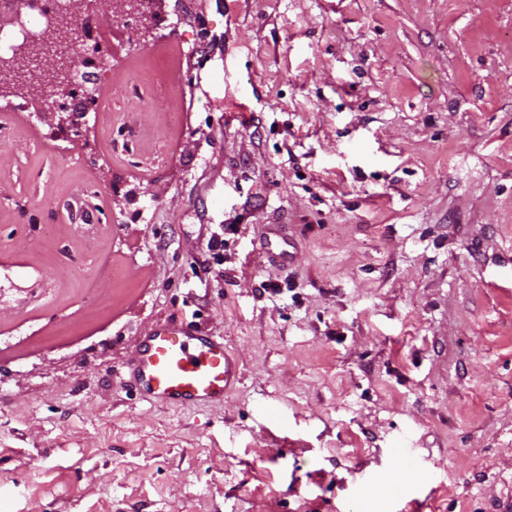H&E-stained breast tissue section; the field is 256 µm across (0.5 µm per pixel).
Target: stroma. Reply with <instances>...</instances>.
<instances>
[{
	"label": "stroma",
	"mask_w": 512,
	"mask_h": 512,
	"mask_svg": "<svg viewBox=\"0 0 512 512\" xmlns=\"http://www.w3.org/2000/svg\"><path fill=\"white\" fill-rule=\"evenodd\" d=\"M154 10L73 0L116 35L76 131L0 84V512H505L512 0ZM169 321L238 359L223 404L130 384ZM288 246H290V242L287 233L281 226H273L265 239V248L281 266L287 265L291 259Z\"/></svg>",
	"instance_id": "stroma-1"
}]
</instances>
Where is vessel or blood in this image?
I'll use <instances>...</instances> for the list:
<instances>
[{"label":"vessel or blood","instance_id":"vessel-or-blood-1","mask_svg":"<svg viewBox=\"0 0 512 512\" xmlns=\"http://www.w3.org/2000/svg\"><path fill=\"white\" fill-rule=\"evenodd\" d=\"M287 233L272 227L265 239L267 252L279 265L291 259ZM131 384L152 404L212 405L242 380L238 361L224 339L180 323H163L149 336L129 367Z\"/></svg>","mask_w":512,"mask_h":512}]
</instances>
